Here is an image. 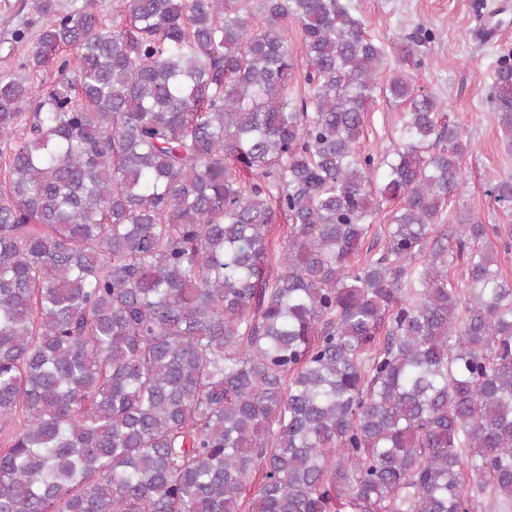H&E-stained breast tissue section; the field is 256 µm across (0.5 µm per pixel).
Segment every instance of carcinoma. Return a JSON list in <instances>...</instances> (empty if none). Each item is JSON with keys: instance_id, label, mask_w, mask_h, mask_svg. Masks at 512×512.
<instances>
[{"instance_id": "1", "label": "carcinoma", "mask_w": 512, "mask_h": 512, "mask_svg": "<svg viewBox=\"0 0 512 512\" xmlns=\"http://www.w3.org/2000/svg\"><path fill=\"white\" fill-rule=\"evenodd\" d=\"M240 2L123 0L108 29L95 0H33L21 67L60 79L0 77V512H512L502 233L438 223L466 133L380 82L353 0H257L258 29ZM377 92L403 110L379 156ZM487 103L512 147V50ZM489 194L512 204V173ZM396 202L390 204H383L378 215L373 219V225L365 240L363 241L359 250V256L357 259L363 260L365 254L371 246L381 247L385 241V232L388 227L389 211L396 207Z\"/></svg>"}]
</instances>
